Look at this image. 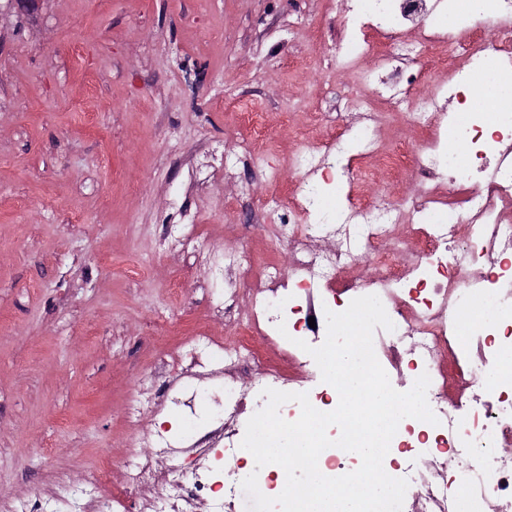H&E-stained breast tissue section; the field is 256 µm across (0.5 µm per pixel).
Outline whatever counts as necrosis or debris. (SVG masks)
I'll return each instance as SVG.
<instances>
[{
    "instance_id": "obj_1",
    "label": "necrosis or debris",
    "mask_w": 512,
    "mask_h": 512,
    "mask_svg": "<svg viewBox=\"0 0 512 512\" xmlns=\"http://www.w3.org/2000/svg\"><path fill=\"white\" fill-rule=\"evenodd\" d=\"M447 15L446 0H336V67L364 92L347 98L352 119L335 138H295L298 188L276 206L287 275L272 263L244 264L236 253L196 256L225 278L224 311L237 315L238 331L224 342L208 339L209 355H182L191 379L173 390L168 407L196 421L208 409L213 423L197 421L180 435L137 430L134 445L144 454L126 486L90 499L66 487L73 512H126L127 498L145 485L162 512H236L235 460L266 389L306 393L322 412L333 411L338 397L330 384L278 367L263 384L245 387L244 374L262 360L255 341L313 367L300 342L321 346L326 311L367 295L379 297L394 325L374 333L379 363L392 380L428 375L427 401L438 418L434 425L402 419L390 443L388 473L409 482L402 512H460L465 504L471 512H512V95L491 110L464 95L477 79L512 81V0H465L466 18L494 16L499 33L490 41L448 26ZM441 52L447 79L410 102L409 63ZM369 56L373 66L359 69ZM414 111L425 133L412 146L411 194L384 203L357 192V164L397 158L379 141L380 125L391 113ZM452 139L466 143V155L449 150ZM326 185L346 197L345 206L325 209ZM408 236L416 247L407 256ZM319 238L335 240V248L314 249ZM460 381L471 388L463 399L453 394ZM185 452L195 462L189 481L178 483L156 460Z\"/></svg>"
}]
</instances>
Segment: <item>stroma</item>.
<instances>
[{"instance_id": "1", "label": "stroma", "mask_w": 512, "mask_h": 512, "mask_svg": "<svg viewBox=\"0 0 512 512\" xmlns=\"http://www.w3.org/2000/svg\"><path fill=\"white\" fill-rule=\"evenodd\" d=\"M336 0H45L0 10V512L101 465L121 489L141 451L127 419L178 431L165 407L171 355L196 345L224 281L160 244L171 204L198 217L200 247L268 250L264 227L295 185L294 137L345 120L359 93L338 72ZM234 98L271 127L261 168L239 157L250 131ZM222 151L224 172L194 187L192 165ZM412 168L371 163L367 193H400ZM109 267L95 263L97 253ZM151 385L144 400L140 384Z\"/></svg>"}]
</instances>
